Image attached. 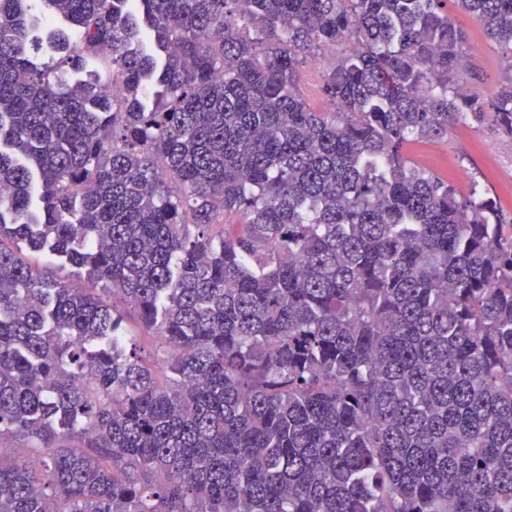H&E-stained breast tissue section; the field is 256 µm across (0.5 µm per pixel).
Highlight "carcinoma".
<instances>
[{"mask_svg":"<svg viewBox=\"0 0 512 512\" xmlns=\"http://www.w3.org/2000/svg\"><path fill=\"white\" fill-rule=\"evenodd\" d=\"M489 122L512 0H0V512H512V216L412 153ZM457 23L465 29H468L471 33V43L474 47V56L476 58L477 67L480 70V75L483 81L478 83L479 86L484 88H491L495 86L498 76L500 61L499 56L492 48V44L489 43L480 31L476 23L471 17L455 13Z\"/></svg>","mask_w":512,"mask_h":512,"instance_id":"cac0c4a2","label":"carcinoma"}]
</instances>
